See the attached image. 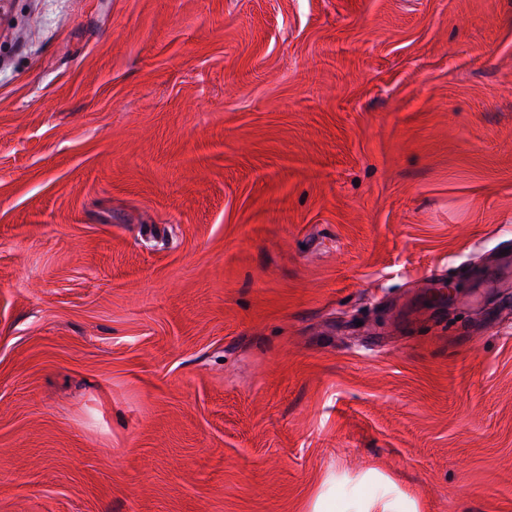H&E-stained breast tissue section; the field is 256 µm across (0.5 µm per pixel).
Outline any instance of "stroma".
<instances>
[{
	"label": "stroma",
	"mask_w": 512,
	"mask_h": 512,
	"mask_svg": "<svg viewBox=\"0 0 512 512\" xmlns=\"http://www.w3.org/2000/svg\"><path fill=\"white\" fill-rule=\"evenodd\" d=\"M0 512H512V0H0Z\"/></svg>",
	"instance_id": "35a3bbf8"
}]
</instances>
